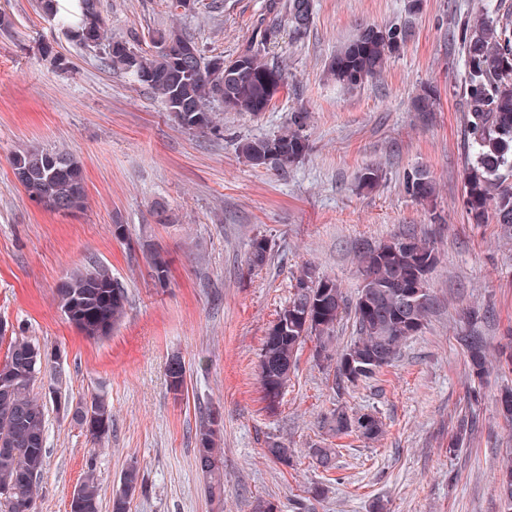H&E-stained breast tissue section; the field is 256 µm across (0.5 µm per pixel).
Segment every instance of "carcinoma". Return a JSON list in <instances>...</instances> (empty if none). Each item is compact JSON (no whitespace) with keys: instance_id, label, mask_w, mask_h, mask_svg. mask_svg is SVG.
I'll list each match as a JSON object with an SVG mask.
<instances>
[{"instance_id":"cac0c4a2","label":"carcinoma","mask_w":512,"mask_h":512,"mask_svg":"<svg viewBox=\"0 0 512 512\" xmlns=\"http://www.w3.org/2000/svg\"><path fill=\"white\" fill-rule=\"evenodd\" d=\"M37 6L71 42L101 48L107 65L149 89L181 128L201 133L218 129L208 110L212 102L222 103L227 111L256 117L272 106L284 87V73L281 65L268 59L267 46L285 27L293 37H304L313 12L312 0H270L272 20L256 26L251 43L235 58L240 69L229 76L214 67L212 59L178 28L158 31L153 42H166L173 48L192 46L195 56L183 68L169 52L138 50L108 36L98 0H37ZM408 36L406 26H363L331 59L328 72L340 86L354 89L380 75L396 55L393 42L403 44ZM464 50V91L469 100L464 208L475 224L493 215L508 237L512 236V25H502L487 14L478 16L465 35ZM435 101L434 90L425 88L413 100L414 111L426 117L434 111ZM305 124L306 113L296 112L276 133L240 142L238 152L254 167L284 173L307 151ZM10 163L28 170L20 184L43 209L57 213L84 207L83 166L70 154L34 148L15 154ZM405 186L421 202L433 200L436 194L434 182L423 169L408 174ZM147 253L155 280L166 285L170 273L167 253L152 245ZM268 256L267 240L256 238L247 266L261 268ZM354 257L361 283L350 305L336 280L320 276L310 267L296 279L292 298L268 330V335L279 340L265 342L261 348L260 385L269 411L278 408L297 352L306 340H315L317 361L335 362L339 382L353 384L391 365L407 341L424 327L433 305L429 276L438 263L435 249L407 233L377 244L359 242ZM55 299L61 309L69 304L76 307L75 328L83 337L102 340L124 318L128 294L108 266L94 261L68 274L65 284L56 289ZM347 310L353 314L356 336L338 351L333 348V333ZM461 341L472 372L482 377L487 366L483 338L464 336ZM40 349L27 336H12L6 359L0 364V488L11 491L4 500L7 512H36L37 486L47 458L46 400L72 413V419L95 443L112 430V409L101 397L73 406L57 388L46 395L34 393L38 378L28 373L29 357ZM325 425L333 433H354L368 440L382 432V422L375 415L344 410L331 414ZM219 442V422L211 414L196 432V450L197 464L213 497L224 494V449ZM294 453L295 449L281 441L267 443L266 454L279 463L289 464ZM332 454L330 448L309 449L310 457L325 470L332 468ZM141 482L139 467L128 466L110 501L111 512H130V497ZM78 488L79 512H100L101 487L93 463L86 464ZM500 492L506 512H512V465L505 469Z\"/></svg>"}]
</instances>
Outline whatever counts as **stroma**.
<instances>
[{
	"mask_svg": "<svg viewBox=\"0 0 512 512\" xmlns=\"http://www.w3.org/2000/svg\"><path fill=\"white\" fill-rule=\"evenodd\" d=\"M266 0H198L178 16L170 0H101L113 37L145 51L156 31L179 24L205 55L231 59L246 46ZM512 14V0H313L303 39L282 32L269 55L286 81L261 116L220 111V135L189 132L149 90L81 48L40 13L36 0H0V324L63 353L37 393L60 388L73 403L103 396L112 431L92 444L55 405L46 408L47 463L37 512H69L86 461L103 498L135 463L144 486L130 512H502L499 480L512 457V422L498 400L512 388V238L495 222L471 223L464 209L465 53L462 32L482 13ZM362 24L408 26L410 36L383 74L346 92L327 66ZM65 59L57 68L53 57ZM433 88L437 110L422 117L412 100ZM307 115L308 151L287 174L255 168L240 141L272 135L291 114ZM32 148L69 152L84 167L85 208L44 210L16 179L12 156ZM379 167L371 189L363 168ZM426 169L433 205L408 195L404 177ZM170 223H157L155 204ZM126 228L124 241L113 225ZM412 232L439 262L429 287L434 307L392 365L370 379L336 385L314 344L299 350L276 411L259 383L263 339L315 266L355 297L357 241ZM265 238L267 265L248 270L249 245ZM170 259L156 283L146 247ZM96 260L128 293L112 335L85 339L60 312L58 282ZM482 318L472 321L471 311ZM485 342L488 371L474 377L461 343L471 327ZM187 369L184 394L171 392V356ZM371 413L374 440L330 432L333 411ZM223 424L224 500L205 491L195 431L209 412ZM295 448L290 465L266 443ZM456 450H449L451 440ZM332 449L324 470L310 448Z\"/></svg>",
	"mask_w": 512,
	"mask_h": 512,
	"instance_id": "obj_1",
	"label": "stroma"
}]
</instances>
